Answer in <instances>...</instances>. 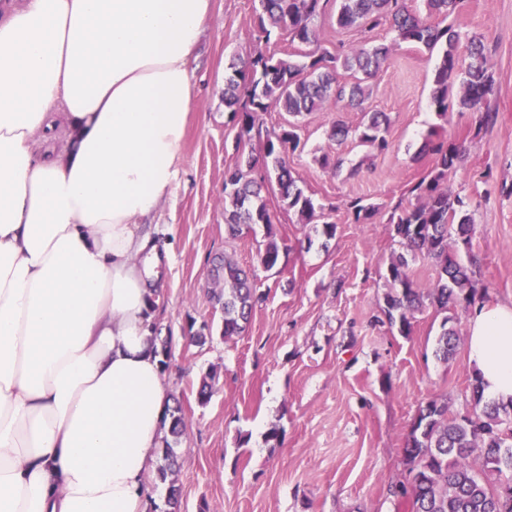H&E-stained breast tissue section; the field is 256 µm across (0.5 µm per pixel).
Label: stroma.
<instances>
[{
  "label": "stroma",
  "instance_id": "obj_1",
  "mask_svg": "<svg viewBox=\"0 0 512 512\" xmlns=\"http://www.w3.org/2000/svg\"><path fill=\"white\" fill-rule=\"evenodd\" d=\"M259 9V0H213L190 63L198 103L178 175L152 217L158 242L170 246L157 268L155 334L170 350L163 381L185 416L174 474L180 512H405L389 487L408 476L403 448L420 406L439 398L456 412L470 401L466 345L447 361L436 354L443 327L466 334L470 314L426 308L406 336L382 322L387 265L403 250L388 220L432 164L420 153L430 132L465 138L466 158L448 184L474 209L477 286L487 303L512 301V0H467L456 19L489 47L500 87L494 123L480 125L476 114L454 108L443 117L431 111L435 57L400 44L366 103L391 117L388 150L329 141L336 120L359 124L357 111L325 107L295 121L267 113L270 132L295 122L303 148L288 162L324 214L298 223L272 191L273 226L232 236L224 171L235 162L239 127L224 105V84L254 48ZM326 153L343 158L341 171L323 166ZM354 199L374 206L367 222H355ZM327 222L334 236L324 235ZM271 238L279 259L267 269L259 253ZM220 254L255 272L261 296L246 332L229 339L207 276ZM199 331L205 344L192 340ZM207 376L213 394L203 405L197 390Z\"/></svg>",
  "mask_w": 512,
  "mask_h": 512
}]
</instances>
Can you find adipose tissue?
Returning <instances> with one entry per match:
<instances>
[{
  "label": "adipose tissue",
  "mask_w": 512,
  "mask_h": 512,
  "mask_svg": "<svg viewBox=\"0 0 512 512\" xmlns=\"http://www.w3.org/2000/svg\"><path fill=\"white\" fill-rule=\"evenodd\" d=\"M212 0H0V512H146L171 404L145 223L178 174ZM468 358L512 399V304Z\"/></svg>",
  "instance_id": "1"
}]
</instances>
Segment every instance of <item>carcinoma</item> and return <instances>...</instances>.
I'll use <instances>...</instances> for the list:
<instances>
[{
  "label": "carcinoma",
  "mask_w": 512,
  "mask_h": 512,
  "mask_svg": "<svg viewBox=\"0 0 512 512\" xmlns=\"http://www.w3.org/2000/svg\"><path fill=\"white\" fill-rule=\"evenodd\" d=\"M466 0H426L428 18H421L408 0H259L255 39L269 42L273 32L291 44L308 47L297 62L290 55L261 51L242 61L241 69L224 87V103L239 126L236 162L224 172V221L233 235L241 226L273 224L263 189L278 186L283 209L302 224L316 213L311 196L297 185L288 167V152L300 146L296 126L274 137L266 136L263 153L246 149L252 132H262L263 116L272 111L292 117L330 105L338 112L359 109L371 94L368 81L385 65L400 42H412L432 51L439 49L431 77L430 106L439 116L448 112L450 93L461 112L478 114L479 123L494 121L491 107L499 86L490 70L482 39L448 22L458 16ZM336 15V25L354 31L357 43H342L330 51L320 44L317 21ZM389 27L395 38L374 43L376 30ZM458 91H453V88ZM390 118L385 112H365L353 129L338 120L329 139L341 143L354 133L358 143L373 151L388 147ZM422 151L434 156L435 166L413 185L415 202L394 207L389 224L407 253L390 257L387 278L391 288L384 297L390 327L407 335L414 314L431 306L439 312L466 309L483 299L475 288V260L463 262L459 246L472 249L474 218L471 204L448 186V170L464 161L467 149L457 139L438 136L425 141ZM429 260L438 278L429 288H417L409 274V260ZM213 298L224 309L222 335L229 339L246 330L258 297L254 282L231 258L222 259L211 276ZM459 336L443 329L436 353L443 360L454 355ZM171 440L165 441L163 464L156 478L167 484L166 505L178 509L179 487L173 474L184 426L181 405L168 410ZM404 460L409 485L390 493L403 499L408 512H512V401L484 399L479 376L471 379V403L465 411L451 413L448 403L432 399L419 409L406 439Z\"/></svg>",
  "instance_id": "carcinoma-1"
}]
</instances>
